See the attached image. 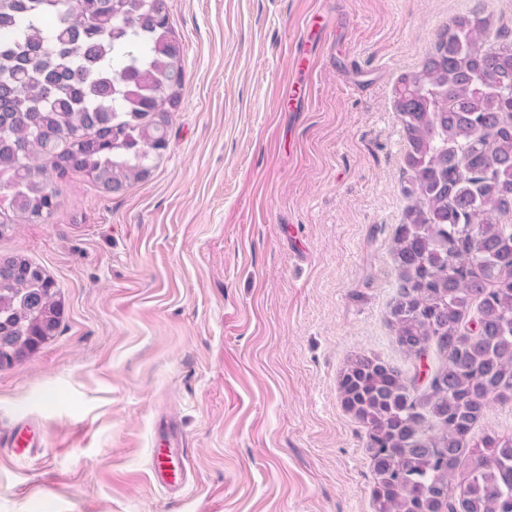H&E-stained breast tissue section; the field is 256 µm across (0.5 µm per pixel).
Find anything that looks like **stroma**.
<instances>
[{
	"instance_id": "35a3bbf8",
	"label": "stroma",
	"mask_w": 512,
	"mask_h": 512,
	"mask_svg": "<svg viewBox=\"0 0 512 512\" xmlns=\"http://www.w3.org/2000/svg\"><path fill=\"white\" fill-rule=\"evenodd\" d=\"M479 8L511 43L512 0H169L185 88L153 174L67 177L49 223L0 240L61 299L57 336L0 370V436L41 435L26 468L0 454V512H372L340 376L438 363L391 326L393 89ZM164 415L192 463L176 504L149 476Z\"/></svg>"
}]
</instances>
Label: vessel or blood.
<instances>
[{"mask_svg": "<svg viewBox=\"0 0 512 512\" xmlns=\"http://www.w3.org/2000/svg\"><path fill=\"white\" fill-rule=\"evenodd\" d=\"M156 434L150 464L152 479L169 494L179 495L188 480L190 469L189 460L180 445V428L174 420L167 419L159 422ZM4 444L14 463L24 467L37 450L39 442L33 426L25 423L15 427Z\"/></svg>", "mask_w": 512, "mask_h": 512, "instance_id": "obj_1", "label": "vessel or blood"}]
</instances>
